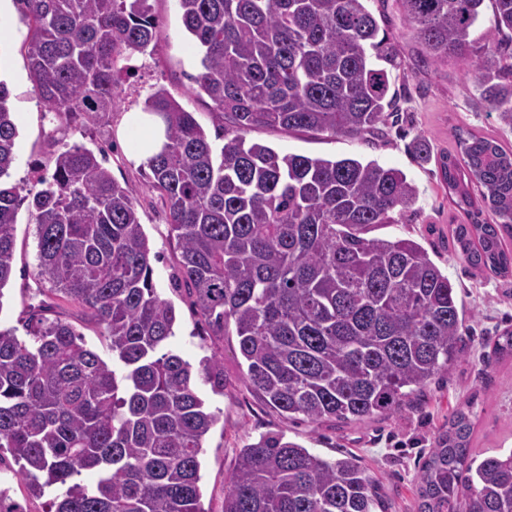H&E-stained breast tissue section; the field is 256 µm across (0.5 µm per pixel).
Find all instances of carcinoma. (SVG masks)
Instances as JSON below:
<instances>
[{
	"label": "carcinoma",
	"mask_w": 512,
	"mask_h": 512,
	"mask_svg": "<svg viewBox=\"0 0 512 512\" xmlns=\"http://www.w3.org/2000/svg\"><path fill=\"white\" fill-rule=\"evenodd\" d=\"M28 25L30 78L45 111L94 121L112 111L123 51L160 39L149 0H18ZM200 52L194 92L229 120L215 147L193 113L157 87L143 111L164 125L147 164L179 246L198 313L235 336L247 377L288 418L360 420L393 414L462 355L464 310L448 276L412 239L369 236L413 210L417 189L399 169L329 160L246 139L257 127L355 136L387 124L395 100V43L378 38L367 0H178ZM471 74L481 99L512 126V75L500 38L512 0H492ZM427 57H469L484 0H399ZM18 135L0 80V178ZM437 158L440 181L466 223L448 243L479 271L512 275V149L455 134ZM105 157L61 150L44 188L0 187V299L12 275L22 206L37 228L46 299L26 335L0 326V449L32 494L54 488V512H205L204 439L216 424L198 385L224 394V362L193 365L171 351L178 316L153 282L136 202ZM59 298L88 313L107 362L72 324L50 318ZM493 350L512 355V330ZM471 411L435 433L417 512H512V448L482 460L470 448ZM95 474L86 484L75 480ZM373 480L357 458L327 459L266 434L240 449L224 512H375Z\"/></svg>",
	"instance_id": "cac0c4a2"
}]
</instances>
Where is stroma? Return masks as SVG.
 <instances>
[{"label":"stroma","instance_id":"stroma-1","mask_svg":"<svg viewBox=\"0 0 512 512\" xmlns=\"http://www.w3.org/2000/svg\"><path fill=\"white\" fill-rule=\"evenodd\" d=\"M162 38L154 51L133 53L120 60L119 102L98 123L60 113L46 116L34 90L26 55L28 27L21 20L16 0L0 18V79L10 91L18 136L9 182L38 190L39 181L51 177L63 145L80 144L104 150L113 178L136 199L142 229L154 259L153 281L160 296L178 315L175 334L166 347L191 363L205 357L224 362V392L213 394L199 385L200 396L219 420L208 433L201 455V491L205 512H222L224 489L241 448L265 434H284L286 440L325 458L353 453L374 479L384 512H416L415 488L432 437L447 424L451 413L471 405L473 452L482 454L512 448V357L491 355L489 343L504 328L512 327V276L498 277L470 267L448 247V229L460 213L440 182L436 162H418L409 144L415 135L426 136L435 152L456 148L457 129L496 136L512 147V127L501 125L495 112L481 100L477 85L462 61L452 58L431 63L407 28L396 0H369L381 33L393 37L402 66L392 71L391 90L403 112L398 123L358 136L313 134L260 127L247 140L276 151L326 159L355 158L402 170L416 186L413 211L398 223L375 229L378 238H409L420 243L447 274L459 303L466 311L463 354L448 373L436 376L411 395L397 413L357 422L286 418L270 408L249 384L237 340L213 335L196 311L183 283L178 250L170 232L169 214L158 194L147 187L148 169L135 162L121 134L128 112L142 109L146 97L164 87L208 133L215 146L223 144L224 118L214 112L207 97L190 89L189 75L200 70L177 0H151ZM13 274L0 298V324L22 326L31 304L40 299L37 277L36 227L26 211H19L14 230ZM0 486L20 502L26 512H50L48 497L30 496L9 452L0 453Z\"/></svg>","mask_w":512,"mask_h":512}]
</instances>
